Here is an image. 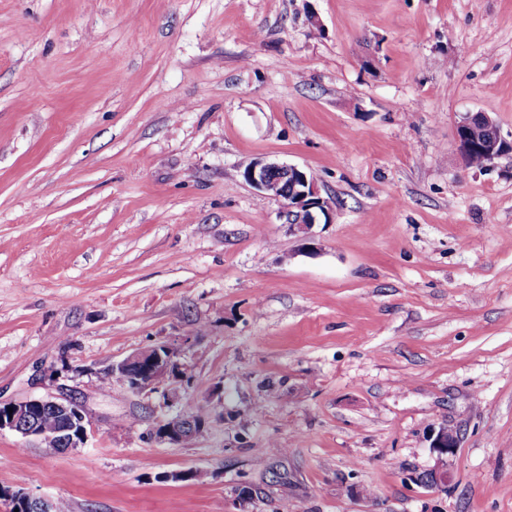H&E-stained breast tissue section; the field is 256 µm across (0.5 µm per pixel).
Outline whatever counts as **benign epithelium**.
<instances>
[{
	"label": "benign epithelium",
	"mask_w": 512,
	"mask_h": 512,
	"mask_svg": "<svg viewBox=\"0 0 512 512\" xmlns=\"http://www.w3.org/2000/svg\"><path fill=\"white\" fill-rule=\"evenodd\" d=\"M476 123L491 132L489 138L479 143L468 137L469 129ZM456 137L464 156H469L474 149L480 150L485 167L512 150V143L502 137L496 122L484 113L460 115L456 121ZM243 176L250 185L281 204L280 217L293 231L308 234L320 219L328 222L332 219V207L320 195L314 177L297 165L253 159L244 167ZM108 371L111 372V379L122 382L135 393L155 391L170 379L185 377L183 364L168 345L138 351L112 363ZM45 408L68 420L62 430L65 449L81 448L87 443L92 432L91 420L85 401L72 393L0 404V431L8 429L24 439L41 440L39 418ZM189 427L198 435L205 423L195 422L186 416L169 418L158 425L155 434L161 441L176 444ZM457 441V433L442 426L432 435L431 448L443 457L455 451ZM0 499L8 502L12 512L15 509L18 512H53L54 509V502L34 497L21 488L0 487Z\"/></svg>",
	"instance_id": "obj_1"
}]
</instances>
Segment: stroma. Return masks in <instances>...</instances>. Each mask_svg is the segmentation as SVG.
Here are the masks:
<instances>
[{"mask_svg": "<svg viewBox=\"0 0 512 512\" xmlns=\"http://www.w3.org/2000/svg\"><path fill=\"white\" fill-rule=\"evenodd\" d=\"M467 112L512 139V0H0V404L72 389L94 424L64 453L0 432V486L512 512V153L467 165ZM254 158L314 176V249ZM160 344L174 401L100 382ZM195 408L192 442L156 438Z\"/></svg>", "mask_w": 512, "mask_h": 512, "instance_id": "obj_1", "label": "stroma"}]
</instances>
